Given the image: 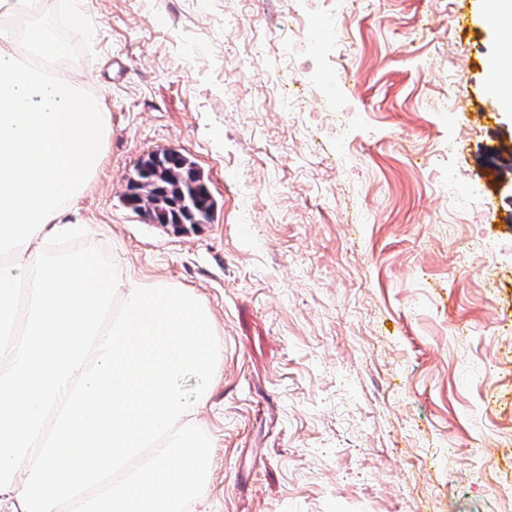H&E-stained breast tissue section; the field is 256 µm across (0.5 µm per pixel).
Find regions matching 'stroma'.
Listing matches in <instances>:
<instances>
[{
  "label": "stroma",
  "instance_id": "35a3bbf8",
  "mask_svg": "<svg viewBox=\"0 0 512 512\" xmlns=\"http://www.w3.org/2000/svg\"><path fill=\"white\" fill-rule=\"evenodd\" d=\"M79 7L94 34L67 72L106 125L71 217L211 314L206 512H512V158L492 152L512 112L488 68L512 33L482 0H371L337 37L268 23L326 0ZM163 150L203 175L210 222L126 206Z\"/></svg>",
  "mask_w": 512,
  "mask_h": 512
}]
</instances>
